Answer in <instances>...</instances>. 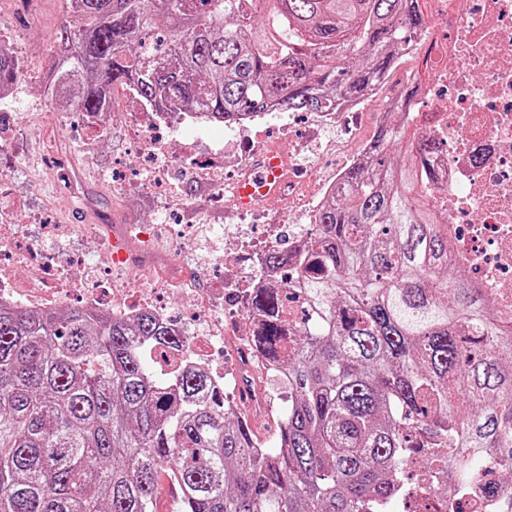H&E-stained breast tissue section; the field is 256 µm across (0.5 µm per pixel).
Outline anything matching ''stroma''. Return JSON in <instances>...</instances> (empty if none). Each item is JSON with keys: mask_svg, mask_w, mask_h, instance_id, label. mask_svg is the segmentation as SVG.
Here are the masks:
<instances>
[{"mask_svg": "<svg viewBox=\"0 0 512 512\" xmlns=\"http://www.w3.org/2000/svg\"><path fill=\"white\" fill-rule=\"evenodd\" d=\"M65 22L60 0H0V40L8 42L17 57L27 63L7 106L16 115L15 134L11 155L0 158V172L14 180L15 188L11 194L0 196V208L12 211L19 224H105L115 217L124 224L153 223L169 198L153 193L144 182L135 152L118 149V143L109 140H97L92 129L67 115L46 91L44 76L54 53L53 37ZM46 115L57 119L55 136L65 159L50 174L31 160L36 146L43 143L45 130L40 121ZM309 124L308 116L294 112L268 119L265 148L311 159L319 178L301 181L292 197L260 203L250 215V223H304L306 203L316 193L318 181L335 178L343 165L344 157L336 149L332 131L322 134L318 156H306L301 143L312 134ZM74 174L94 198V207L82 208L65 193L64 185ZM171 182L176 194L186 200L181 223L212 224L219 229L239 223L232 200L216 206L208 184L188 179L182 168L174 169Z\"/></svg>", "mask_w": 512, "mask_h": 512, "instance_id": "stroma-1", "label": "stroma"}]
</instances>
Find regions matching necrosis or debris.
Listing matches in <instances>:
<instances>
[{"instance_id":"necrosis-or-debris-1","label":"necrosis or debris","mask_w":512,"mask_h":512,"mask_svg":"<svg viewBox=\"0 0 512 512\" xmlns=\"http://www.w3.org/2000/svg\"><path fill=\"white\" fill-rule=\"evenodd\" d=\"M426 29L402 50L411 61L403 77V121L439 144L437 176L428 197L448 226L451 256L473 276L505 320H512V0H425ZM208 120L200 112H153L135 142L148 163L155 189L170 186L169 164H183L190 178L208 182L223 202L226 180L200 153L196 133ZM206 230L202 224L117 228L108 224H15L0 218V303L51 313L80 307L125 320L146 313L172 327L185 342L194 365L224 385V367L213 352L230 347L246 366L249 337L227 324L244 310L265 252L288 236L284 224H267L262 235L252 225L226 227L223 247L210 248L205 269L224 275L208 287L185 257ZM120 236L124 261L113 260L105 243ZM103 242L88 254L87 237ZM139 267L149 276L136 288L119 284L116 270ZM191 298L187 318L176 317L169 299Z\"/></svg>"}]
</instances>
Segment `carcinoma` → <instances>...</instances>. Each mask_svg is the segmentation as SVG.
<instances>
[{
    "instance_id": "cac0c4a2",
    "label": "carcinoma",
    "mask_w": 512,
    "mask_h": 512,
    "mask_svg": "<svg viewBox=\"0 0 512 512\" xmlns=\"http://www.w3.org/2000/svg\"><path fill=\"white\" fill-rule=\"evenodd\" d=\"M46 89L73 112L110 110L112 88L151 112H321L363 98L428 18L419 0H61ZM19 59L0 45V92ZM378 128L314 232L263 258L297 277L250 290L252 353L286 389L279 446L190 365L157 373L142 343L181 340L151 317L109 319L76 305L36 315L0 307V512H154L163 477L179 512H412L402 474L445 512H512V332L451 262L448 225L427 199L435 144L404 148ZM306 297L313 318L291 307ZM499 500L479 496L483 467Z\"/></svg>"
}]
</instances>
